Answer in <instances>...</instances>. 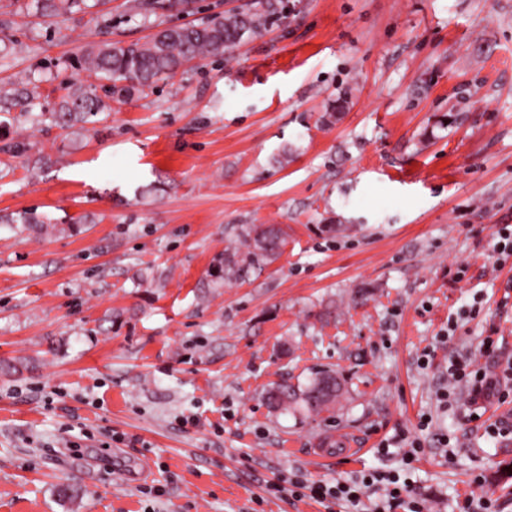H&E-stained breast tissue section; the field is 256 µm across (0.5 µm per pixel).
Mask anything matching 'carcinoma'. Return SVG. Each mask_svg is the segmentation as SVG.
I'll list each match as a JSON object with an SVG mask.
<instances>
[{"label":"carcinoma","mask_w":512,"mask_h":512,"mask_svg":"<svg viewBox=\"0 0 512 512\" xmlns=\"http://www.w3.org/2000/svg\"><path fill=\"white\" fill-rule=\"evenodd\" d=\"M86 0H42L45 16L53 17L82 9ZM139 9L177 10L190 13L194 0H138ZM281 0H256L239 10L215 16L198 24L187 23L160 30L149 42L139 45L110 43L88 54L89 69L99 75L105 84L96 87L68 88L62 97L55 118L63 123L88 122L89 118L108 109V100L114 94V82L127 81L131 88L151 86L162 77L174 75L188 62L208 55H219L236 47L244 36H256L273 23L281 13ZM103 94H98L97 90ZM24 230H36L49 222L45 216L24 213L19 219ZM286 241V232L277 225H252L229 240L224 257L215 265L211 277L216 283L226 284L247 277L249 270L262 269L275 261ZM319 372L304 386L278 384L268 392L269 406L281 413L319 414L342 395L343 382L333 381L334 395L324 399L314 395L321 384Z\"/></svg>","instance_id":"obj_1"}]
</instances>
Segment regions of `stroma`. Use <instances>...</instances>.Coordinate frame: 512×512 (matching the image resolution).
Wrapping results in <instances>:
<instances>
[{
    "label": "stroma",
    "instance_id": "35a3bbf8",
    "mask_svg": "<svg viewBox=\"0 0 512 512\" xmlns=\"http://www.w3.org/2000/svg\"><path fill=\"white\" fill-rule=\"evenodd\" d=\"M245 2L0 0V90L33 94L0 99V362L25 365L0 374V512H350L270 485L401 469L404 433L431 512H512V437L487 433L512 402L448 382L485 338L512 359V0H292L95 125L52 123L83 55ZM26 210L42 232L11 225ZM247 224L280 225V256L208 287ZM320 369L330 410L268 407ZM512 225L505 224L498 227L494 233L493 240L498 239L494 245V251L500 256L498 265H505L512 258ZM510 227V229H509Z\"/></svg>",
    "mask_w": 512,
    "mask_h": 512
}]
</instances>
